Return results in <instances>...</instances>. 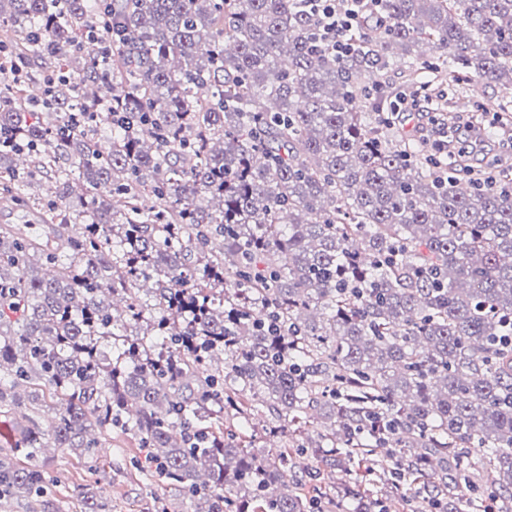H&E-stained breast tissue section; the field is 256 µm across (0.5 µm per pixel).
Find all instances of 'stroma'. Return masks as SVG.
Listing matches in <instances>:
<instances>
[{"label": "stroma", "instance_id": "35a3bbf8", "mask_svg": "<svg viewBox=\"0 0 512 512\" xmlns=\"http://www.w3.org/2000/svg\"><path fill=\"white\" fill-rule=\"evenodd\" d=\"M97 462L68 448H51L40 459L42 469L54 480L44 496L18 493L0 501V512H77L75 489H89L107 503L110 512H145L152 503H164L166 512H192L190 501L163 485L147 470L138 468L144 452L119 429L102 432Z\"/></svg>", "mask_w": 512, "mask_h": 512}]
</instances>
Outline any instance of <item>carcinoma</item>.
<instances>
[{
  "label": "carcinoma",
  "mask_w": 512,
  "mask_h": 512,
  "mask_svg": "<svg viewBox=\"0 0 512 512\" xmlns=\"http://www.w3.org/2000/svg\"><path fill=\"white\" fill-rule=\"evenodd\" d=\"M378 2L338 58L298 0H0V197L44 228L0 225V494L121 427L194 512H512V181L398 138L384 79L512 127V0ZM0 413V449L2 453L14 446L23 429H26L30 423L27 416L30 412L26 409H15Z\"/></svg>",
  "instance_id": "1"
}]
</instances>
